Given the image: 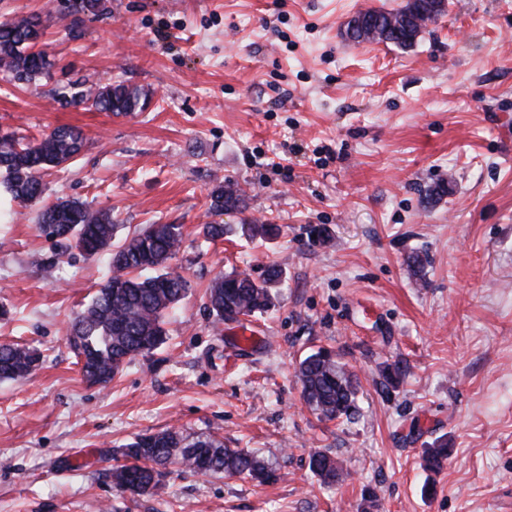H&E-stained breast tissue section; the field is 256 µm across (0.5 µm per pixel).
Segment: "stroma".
Returning <instances> with one entry per match:
<instances>
[{"label": "stroma", "mask_w": 512, "mask_h": 512, "mask_svg": "<svg viewBox=\"0 0 512 512\" xmlns=\"http://www.w3.org/2000/svg\"><path fill=\"white\" fill-rule=\"evenodd\" d=\"M73 2L0 0V24L41 14L54 63L30 85L0 72V134L79 129L87 148L47 177L45 201L110 212L119 243L182 225L173 264L190 290L167 343L88 384L66 327L105 259L46 271L57 247L40 204L0 184V344L42 356L0 381V512H512V0H448L409 49L343 33L402 0H106L97 15ZM78 79L151 99L89 112L59 96ZM227 179L245 206L212 214ZM256 222L279 235L243 236ZM206 224L223 238L205 239ZM272 264L276 307L250 324L261 345L239 351L206 290ZM321 347L356 378L352 419L302 399L296 366ZM165 429L255 450L275 478L173 463L154 490L120 491L124 446ZM443 435L448 459L426 471ZM317 451L341 462L335 485L311 471Z\"/></svg>", "instance_id": "1"}]
</instances>
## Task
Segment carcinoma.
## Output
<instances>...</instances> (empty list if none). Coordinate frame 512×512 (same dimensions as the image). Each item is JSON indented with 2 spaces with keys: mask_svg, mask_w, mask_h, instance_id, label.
Listing matches in <instances>:
<instances>
[{
  "mask_svg": "<svg viewBox=\"0 0 512 512\" xmlns=\"http://www.w3.org/2000/svg\"><path fill=\"white\" fill-rule=\"evenodd\" d=\"M437 0H406L395 11L369 9L362 16L369 22L365 31H345L356 43L382 41L401 48L414 45L430 23L445 10ZM44 21L39 14H29L9 24L0 25V68L17 82L31 83L53 66L49 55L38 48L44 35ZM62 97H69L97 112L117 116L143 111L149 96L141 88L123 82L69 85ZM85 147L80 130L58 126L35 141L23 142L11 134L0 136V171L5 174L13 198L29 203L43 197L44 174L74 161ZM245 203V191L232 181L211 192L210 210L221 214ZM41 228L59 236L55 258L76 249L95 256L112 245L117 225L112 216L94 210L74 199L59 198L44 207L38 216ZM170 224H147L131 238L115 246L119 264L110 265L112 274L100 286L91 301L72 319L68 344L77 358L82 376L94 384H107L126 364L139 355L158 349L166 342L167 314L186 295L188 283L170 267L180 252L184 235L182 227L170 231ZM247 237L269 239L278 235L275 224H244ZM283 272L270 266L260 280L245 272L232 270L216 279L207 291L210 314L219 323L247 330L238 316L252 317L268 311ZM41 355L37 349L19 343L0 344V379L19 380L31 375ZM302 394L312 410L333 420L350 418L357 412V388L336 357L320 348L306 355L298 364ZM125 457L131 464L112 469L115 486L128 488L134 494L154 489L161 467L176 460L182 467L198 474L224 473L265 483L274 476L272 469L256 452L244 448H226L211 437H191L173 429L141 435L125 446ZM448 459V441L440 437L427 449V467L440 469ZM310 469L326 484L340 476L339 461L325 452L310 457Z\"/></svg>",
  "mask_w": 512,
  "mask_h": 512,
  "instance_id": "cac0c4a2",
  "label": "carcinoma"
}]
</instances>
